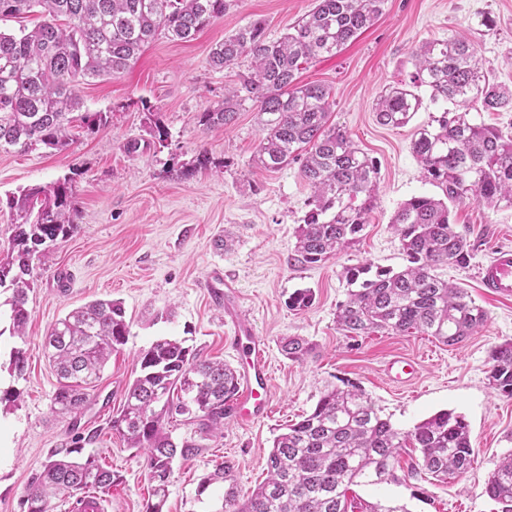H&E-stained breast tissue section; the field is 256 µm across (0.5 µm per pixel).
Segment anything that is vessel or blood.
I'll return each instance as SVG.
<instances>
[{"instance_id":"vessel-or-blood-1","label":"vessel or blood","mask_w":512,"mask_h":512,"mask_svg":"<svg viewBox=\"0 0 512 512\" xmlns=\"http://www.w3.org/2000/svg\"><path fill=\"white\" fill-rule=\"evenodd\" d=\"M479 279L487 293L512 297V250L496 251L480 266ZM233 326L240 391L232 403V415L239 421L253 422L265 416L273 402L266 346L245 320H236Z\"/></svg>"}]
</instances>
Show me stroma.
<instances>
[{
  "label": "stroma",
  "instance_id": "35a3bbf8",
  "mask_svg": "<svg viewBox=\"0 0 512 512\" xmlns=\"http://www.w3.org/2000/svg\"><path fill=\"white\" fill-rule=\"evenodd\" d=\"M314 5L315 0H228L224 15L195 39L157 38L125 72L80 85L86 110L106 114L105 126L77 130L62 152L0 151L1 200L71 174L81 212L75 233L50 247L35 270L24 377L8 369L14 339L0 337V389L21 393L16 406L0 409V512H23L21 500L34 474L53 450L69 447L79 435L87 439L86 451L113 473L104 494L106 512H145L151 485L144 457L113 433L112 417L135 377L138 352L158 337L187 340L201 356L235 364L224 307L205 287L218 274L231 282L242 314L267 346L273 406L253 423L226 420L217 436L175 424L173 438L194 441L199 450L178 462L165 512H192L199 476L225 460L235 466L239 498H247L266 476L279 426L311 412L326 387L351 385L404 432L441 410L464 415L475 454L472 469L441 482L410 475L419 453L404 449L397 469L401 483L359 486L357 495L370 503L401 504L408 512H499L485 485L500 457L512 451V398L489 382L490 351L512 340V298L489 296L478 268L494 248L512 246V208L467 201L454 210L472 258L467 267L451 264L440 274L466 288L488 313L468 340L447 346L418 334L354 336L338 327L336 306L346 298L347 267L405 266L391 219L402 201L437 192L424 181L411 141L442 104L424 101L407 126L391 128L377 123L374 99L389 84L410 79L413 45L461 30L474 42L484 70L512 88V0H387L379 19L357 39L301 71L299 83L331 88L332 122L342 124L379 168L377 197L361 238L325 263L303 267L289 261L310 194L298 164L277 172L256 165L261 126L254 108L242 109L225 130L203 129L197 116L222 101L225 87L248 71L244 63L212 68L209 54L216 43L255 20L264 22L269 38H278ZM159 125L169 133L162 143L154 137ZM131 141L139 144L132 155L125 150ZM203 149L212 166L184 176ZM227 232L236 239L234 249L217 250L215 239ZM306 288L313 293L311 306L290 308L289 297ZM97 299L122 301L130 336L113 353L83 409L53 413L58 382L43 349L45 337L55 321ZM289 336L312 345L305 360L283 354L281 342ZM395 356L417 362L411 383L385 377L383 364Z\"/></svg>",
  "mask_w": 512,
  "mask_h": 512
}]
</instances>
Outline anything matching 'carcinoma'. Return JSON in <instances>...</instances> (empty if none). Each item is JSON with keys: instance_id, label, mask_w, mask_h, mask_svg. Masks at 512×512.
<instances>
[{"instance_id": "1", "label": "carcinoma", "mask_w": 512, "mask_h": 512, "mask_svg": "<svg viewBox=\"0 0 512 512\" xmlns=\"http://www.w3.org/2000/svg\"><path fill=\"white\" fill-rule=\"evenodd\" d=\"M386 0H316L315 7L277 39L260 21L238 28L215 44L210 65L218 70L251 60L239 84L224 89V101L197 116L205 129L231 125L247 104L261 117L255 162L278 171L301 161L311 189L309 210L298 226L294 260L317 265L359 238L369 224L377 195L378 166L356 146L345 128L329 123L330 89L297 82L312 59L332 54L374 24ZM226 0H0V21L38 13L43 21L19 33L0 31V150L38 147L62 151L73 130L107 122L83 111L77 86L123 73L156 37L188 42L224 15ZM411 56V85L389 87L376 100V120L401 128L422 107L419 89L433 101L450 103L417 129L412 152L428 183L442 196L418 195L401 202L391 224L407 264L399 271L362 264L345 269L346 299L336 309L338 326L358 336L384 330L422 333L446 345L474 335L487 312L466 289L440 277L450 263L465 267L467 240L456 230L453 206L466 200L490 208L512 207V137L469 118L475 104L485 112H512V88L491 80L477 50L462 35L429 39ZM11 216V247L0 259V288L11 292L10 336L25 340L28 292L45 251L77 229L70 179L33 186L5 202ZM130 322L117 300H97L70 311L49 330L44 350L58 387L51 410L79 412L90 400L112 353L127 342ZM281 349L302 361L312 346L291 337ZM27 349L16 347L10 369L26 370ZM489 382L512 397V341L490 352ZM139 373L128 387L112 430L145 456L152 483L146 512H163L175 464L198 445L177 442L165 423L177 417L201 435L224 434L230 401L238 391L234 367L201 357L184 339L160 338L139 352ZM414 448L420 472L438 480L473 468L469 424L441 410L400 432L357 388L325 390L314 409L282 428L273 441L266 477L240 502L234 465L228 461L199 478L195 502L205 512H408L403 505L356 502L353 487L399 481L398 457ZM82 439L49 454L22 500L24 512H51L52 500L112 487V470ZM214 485L224 495L207 501ZM485 493L512 512V453L500 459Z\"/></svg>"}]
</instances>
